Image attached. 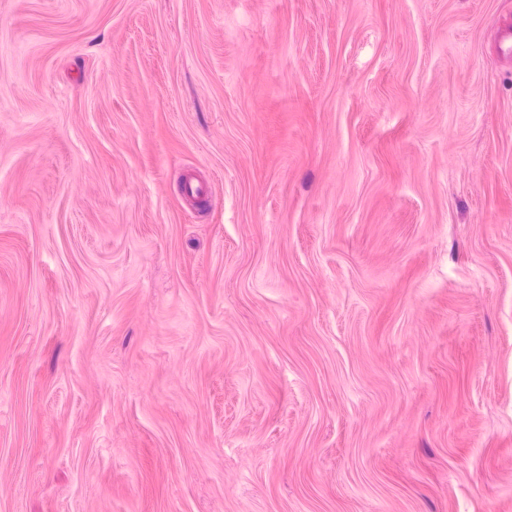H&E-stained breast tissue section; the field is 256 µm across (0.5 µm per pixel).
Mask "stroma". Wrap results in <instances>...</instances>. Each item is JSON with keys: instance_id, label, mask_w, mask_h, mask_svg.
Here are the masks:
<instances>
[{"instance_id": "stroma-1", "label": "stroma", "mask_w": 512, "mask_h": 512, "mask_svg": "<svg viewBox=\"0 0 512 512\" xmlns=\"http://www.w3.org/2000/svg\"><path fill=\"white\" fill-rule=\"evenodd\" d=\"M509 31L0 0V512H512Z\"/></svg>"}]
</instances>
